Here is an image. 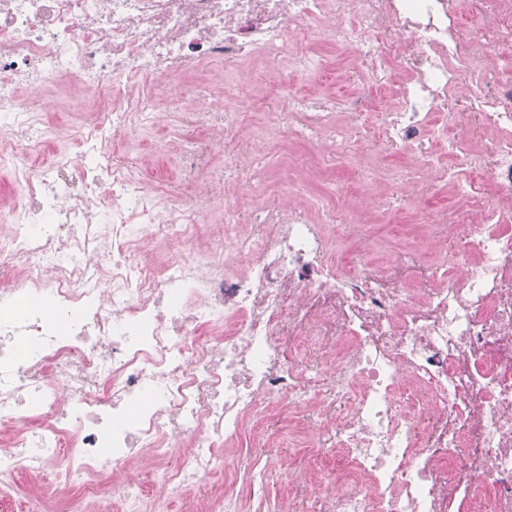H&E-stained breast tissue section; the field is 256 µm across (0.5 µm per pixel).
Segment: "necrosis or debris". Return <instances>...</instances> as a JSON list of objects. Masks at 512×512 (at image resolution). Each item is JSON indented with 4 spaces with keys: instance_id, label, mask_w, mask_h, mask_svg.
<instances>
[{
    "instance_id": "4bbe7bcc",
    "label": "necrosis or debris",
    "mask_w": 512,
    "mask_h": 512,
    "mask_svg": "<svg viewBox=\"0 0 512 512\" xmlns=\"http://www.w3.org/2000/svg\"><path fill=\"white\" fill-rule=\"evenodd\" d=\"M316 29L374 111L291 93L259 146L245 113L157 91L311 74ZM489 46L512 53V0H0V480L96 498L105 477L116 512H154L220 470L199 512H259L289 413V512H512V75L488 77ZM159 128L193 146L179 181L127 154ZM358 140L397 192L456 185L427 249L376 259L364 213L297 202L305 159L261 204L243 191L285 143L332 166ZM145 452L152 490L129 474ZM301 427L297 420H289L286 418L280 425V438L283 441V453L281 456L282 464L285 466L292 460L296 453L295 460L299 459L304 454L305 448H292L288 443L295 444V437L297 431Z\"/></svg>"
}]
</instances>
